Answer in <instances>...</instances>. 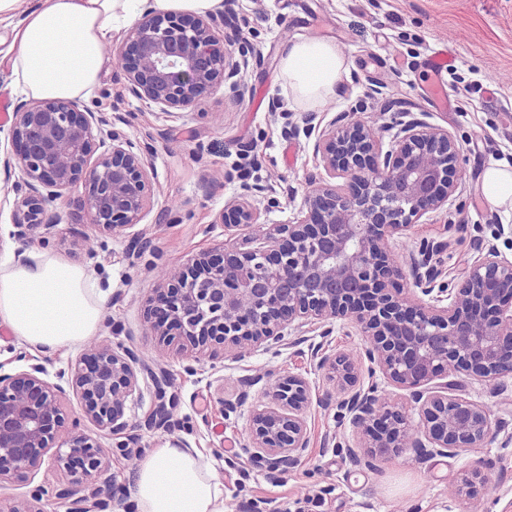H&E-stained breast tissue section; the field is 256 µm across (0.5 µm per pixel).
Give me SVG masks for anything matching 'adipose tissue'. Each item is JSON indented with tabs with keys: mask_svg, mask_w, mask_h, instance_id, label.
Listing matches in <instances>:
<instances>
[{
	"mask_svg": "<svg viewBox=\"0 0 512 512\" xmlns=\"http://www.w3.org/2000/svg\"><path fill=\"white\" fill-rule=\"evenodd\" d=\"M137 0H0V52L16 87L35 99L80 100L97 86L104 49L136 20ZM288 93L304 106L326 102L344 69L334 43L304 38L281 50ZM95 276L48 253L0 263V324L31 348L56 352L103 326L105 294ZM134 512H224V487L212 460L163 442L136 463Z\"/></svg>",
	"mask_w": 512,
	"mask_h": 512,
	"instance_id": "obj_1",
	"label": "adipose tissue"
}]
</instances>
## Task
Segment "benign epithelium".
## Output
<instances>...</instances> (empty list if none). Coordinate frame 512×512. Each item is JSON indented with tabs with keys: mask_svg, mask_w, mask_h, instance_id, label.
<instances>
[{
	"mask_svg": "<svg viewBox=\"0 0 512 512\" xmlns=\"http://www.w3.org/2000/svg\"><path fill=\"white\" fill-rule=\"evenodd\" d=\"M231 13V0L203 16L145 11L116 49L127 91L166 113L197 105L219 87L243 100L250 45L242 39L238 53L224 49L234 37L223 32ZM96 124H105L103 117L67 99L32 100L13 113L3 170L8 177L16 164L22 176L13 221L19 241L55 227L51 205L78 184L84 195L77 204L101 233L114 234L147 215L152 136L140 140L114 127L107 132L112 150L93 161ZM283 132L314 139L313 159L326 177L308 180L289 224L266 222L281 208L280 195L256 183L227 200L219 215L225 230L242 233L241 239L224 243L219 254L200 250L172 272L163 262L151 264L161 284L146 313L162 340L157 357L96 340L56 382L26 351L0 362V483L31 486L23 497H0V512H44L41 503L50 495L68 502L69 512L109 508L112 449L68 423L63 401L72 391L85 419L112 434L115 448H128L139 434L126 417L127 403L147 383L153 401L143 426L173 433L184 425L164 364L165 348L174 343L186 356L188 375L204 358L296 348L336 385V399L326 404L349 420L366 458L344 441L333 447L356 465L370 468L377 456L424 464L497 441L503 451L512 446L511 435L498 440L502 426L490 404L458 393L466 379L512 378V259L493 245L479 246L452 275L444 258L448 239L422 238L406 253L394 249L413 225L448 207L462 183L456 140L411 118L399 121L385 151L367 122L347 115L324 126L315 112L285 122ZM336 178L343 183H333ZM76 245L92 258L105 250L87 234ZM406 279L411 288L396 287ZM345 324L356 328L361 343L337 350L333 336ZM293 330L301 336L289 341ZM386 382L409 391V401L391 397ZM309 391L304 377L284 372L268 383V405L252 413L241 451L272 481L308 453ZM247 398L244 390L233 401L220 399V414L230 419ZM413 409L421 416L417 425ZM48 458L66 476L51 490L32 485ZM499 478L493 464L478 461L456 476L451 493L474 501Z\"/></svg>",
	"mask_w": 512,
	"mask_h": 512,
	"instance_id": "obj_1",
	"label": "benign epithelium"
}]
</instances>
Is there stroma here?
Here are the masks:
<instances>
[{"label":"stroma","mask_w":512,"mask_h":512,"mask_svg":"<svg viewBox=\"0 0 512 512\" xmlns=\"http://www.w3.org/2000/svg\"><path fill=\"white\" fill-rule=\"evenodd\" d=\"M233 14L241 36L261 58L244 101L220 89L200 104L167 114L131 96L123 71L110 59L91 96L77 103L80 111L107 118L121 113L130 120L129 134L154 137L150 210L141 223L105 236L111 261L88 257L74 245L78 234L92 230L89 214L73 204L83 186L54 203L58 223L50 231V254L96 271L111 284L113 297L106 302L104 329L97 335L105 343L127 341L153 352L156 338L146 323L145 305L157 282L147 270L149 262L158 257L169 267H180L199 250H220L230 234L216 217L247 184L258 179L287 190L283 209L269 213L268 223L285 224L297 216L309 177L321 170L311 141L282 133L284 114L297 120L304 112L289 100L280 77V46L286 41L321 37L343 52L347 69L324 121L356 113L374 126L388 148L394 123L409 114L448 129L457 141L466 171L463 187L446 210L414 225L404 245L423 237L452 238L448 267L456 270L473 255L475 242L494 244L490 225H512V210L490 205L479 192L489 164L512 166V0H234ZM443 49L454 62L440 72L429 59ZM436 84L447 85L452 93L448 111L427 95ZM275 100L281 103L277 112L270 109ZM174 200L184 208L171 218L165 208ZM138 239L150 246L131 265L123 255ZM167 364L179 413L189 419L178 436L217 461L224 512H512V456L501 457L497 447L436 457L419 466L394 458L377 462L372 470L324 447V439L332 436L354 439L355 430L325 404L335 392L333 383L291 349L207 361L192 376L183 374L177 351H170ZM284 371L310 383L311 448L305 463L273 482L238 451L252 411L268 402L269 376ZM243 379L251 382L249 397L236 416L224 419L218 400L235 398ZM461 392L491 404L505 419L506 432H512V379L500 384L467 380ZM163 440V434L145 432L127 455L113 454L116 498L130 501L137 460ZM479 460L495 462L501 472L497 487L475 506L451 497L450 479Z\"/></svg>","instance_id":"obj_1"}]
</instances>
